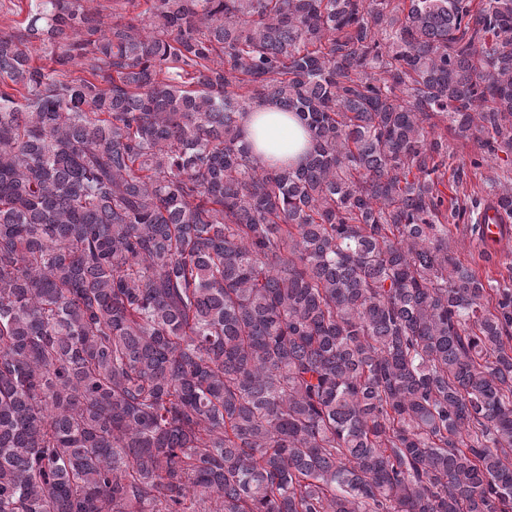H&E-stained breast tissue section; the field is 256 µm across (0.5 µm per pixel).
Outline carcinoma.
<instances>
[{
  "instance_id": "obj_1",
  "label": "carcinoma",
  "mask_w": 512,
  "mask_h": 512,
  "mask_svg": "<svg viewBox=\"0 0 512 512\" xmlns=\"http://www.w3.org/2000/svg\"><path fill=\"white\" fill-rule=\"evenodd\" d=\"M110 2L0 0V512H512V0ZM240 124L246 132L245 141L253 146L257 164L266 166L270 156L275 158H295L306 146L307 135L301 125L291 115L285 114L280 106L268 101L256 107L251 112L245 113L240 119ZM288 132V151L273 153L267 147V139L274 131ZM264 155L259 156L258 151ZM474 157L471 146L463 145L461 142L454 140L451 135L448 136V186L447 189L442 186H439V188L450 196L456 190H460L461 196L462 191L471 196H484V189L488 180L500 173L497 166L499 160L496 162V160L487 158L480 161L479 165H474L471 163ZM458 168L461 173L460 179L456 178ZM453 224H457L450 225V227L458 241L457 254L459 258L465 263H472L473 266L484 274L485 271H488V268H485L484 264L478 259V252L482 249V246L475 240H472L464 228V224H470L467 215L462 218L460 217V219L456 220Z\"/></svg>"
}]
</instances>
